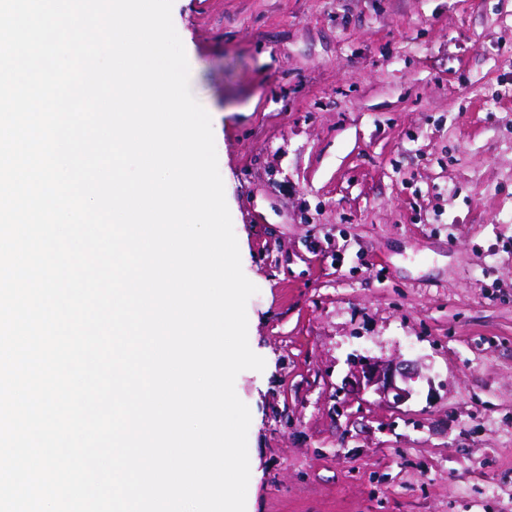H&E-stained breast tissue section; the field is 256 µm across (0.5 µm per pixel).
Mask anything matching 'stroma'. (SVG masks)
Returning <instances> with one entry per match:
<instances>
[{
    "label": "stroma",
    "mask_w": 512,
    "mask_h": 512,
    "mask_svg": "<svg viewBox=\"0 0 512 512\" xmlns=\"http://www.w3.org/2000/svg\"><path fill=\"white\" fill-rule=\"evenodd\" d=\"M258 291L246 512H512V0H174ZM416 365L412 396L359 390ZM398 378L404 387L398 385ZM415 378V370L408 364L385 365L369 359L358 371L356 383L359 389L373 388L384 395L394 393L395 402L400 403L411 395L408 384Z\"/></svg>",
    "instance_id": "35a3bbf8"
}]
</instances>
